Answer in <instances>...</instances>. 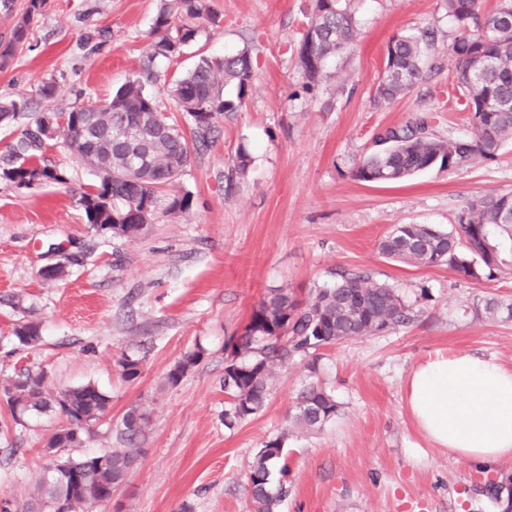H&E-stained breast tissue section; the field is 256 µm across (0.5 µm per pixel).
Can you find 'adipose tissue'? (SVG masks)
<instances>
[{
	"label": "adipose tissue",
	"instance_id": "ef3b65f1",
	"mask_svg": "<svg viewBox=\"0 0 512 512\" xmlns=\"http://www.w3.org/2000/svg\"><path fill=\"white\" fill-rule=\"evenodd\" d=\"M404 396L418 432L449 456L483 466L512 459V369L472 352L417 365Z\"/></svg>",
	"mask_w": 512,
	"mask_h": 512
}]
</instances>
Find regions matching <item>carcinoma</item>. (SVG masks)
<instances>
[{
	"instance_id": "1",
	"label": "carcinoma",
	"mask_w": 512,
	"mask_h": 512,
	"mask_svg": "<svg viewBox=\"0 0 512 512\" xmlns=\"http://www.w3.org/2000/svg\"><path fill=\"white\" fill-rule=\"evenodd\" d=\"M41 5L42 0H29L12 42L18 44L26 38L30 20ZM444 5L459 29L448 48V62L453 82L462 92L471 134L445 139L434 132L431 117L415 113L404 123L385 129L396 148L392 157L369 152L359 159L354 176L362 181L384 184L385 173L400 182L435 167L462 169L478 156L495 157L512 140V0H499L492 11L483 10L481 0H444ZM217 23L219 17L206 0H160L151 28L157 40L143 77L122 85L98 107H72L67 111V124L52 135L44 134L46 111L35 113L17 144L0 156V181L15 188L27 187L35 178L50 184L67 183L66 167L35 160L46 141L59 138L81 162L88 151L98 153L95 171L99 183L79 199L88 223L110 224L109 234L127 238L136 225L150 223L159 211L173 215L189 210L190 192L167 193L190 161L189 142L177 121L160 110L145 83L155 79V58L181 55L205 25ZM356 38L357 25L348 0H314L308 26L294 48L306 88L315 87L326 61L350 50ZM433 47L434 33L428 28L392 38L374 105H389L411 92L422 78L424 57ZM252 77L253 59L245 48L222 59L202 56L175 82L172 99L191 125L196 144L208 143L219 121L239 111ZM228 85L237 88L236 97L224 94ZM25 109L15 100L1 98L0 121L10 123ZM131 129L139 131L151 151V166L140 165L137 155L128 149ZM511 209V196L489 195L468 203L448 231L429 224H397L379 242V252L394 262L445 265L465 279H478L485 271L491 277L496 271L511 274L512 225L499 223V217ZM412 321L413 309L399 291L375 281L368 272L338 271L331 285L312 288L303 298L286 288L270 289L253 308L243 333L227 342L237 360L224 366V392L228 395L224 427L230 429L264 407L275 367ZM11 340L26 347L37 345L41 341L38 325L17 323ZM202 357L200 348L187 351L167 373L166 384L178 385ZM118 366L121 377L131 383L142 373L143 358L124 354ZM0 391L16 424L23 423L32 411L51 410L62 419L44 444L36 498L11 505L12 512H61L58 504L62 500L67 502L68 512H84L88 502L105 499L121 486L127 465L143 453L140 442L149 428L150 413L134 405L112 426L120 447L91 455L71 454L108 408L109 397L93 383L51 392L45 372L27 371L7 381ZM337 412L333 397L312 384L299 395L290 424L314 429ZM276 467L282 479L275 483L272 474ZM287 474L283 437L266 441L248 474L252 512H277L288 494V483L283 480Z\"/></svg>"
}]
</instances>
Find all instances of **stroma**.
<instances>
[{
    "instance_id": "stroma-1",
    "label": "stroma",
    "mask_w": 512,
    "mask_h": 512,
    "mask_svg": "<svg viewBox=\"0 0 512 512\" xmlns=\"http://www.w3.org/2000/svg\"><path fill=\"white\" fill-rule=\"evenodd\" d=\"M220 17L174 61L156 59L148 89L175 114L173 81L202 56L250 48L254 75L242 109L220 122L209 146L193 149L176 191L192 206L158 215L131 239L96 232L78 204L95 171L62 146L46 161L67 165L66 185L19 190L0 182V385L20 371L45 370L52 389L94 383L111 398L81 454L116 447L112 423L133 405L151 413L143 454L116 492L122 512H251L250 466L266 441L284 436L289 493L279 512H507L488 482L507 484L512 461L483 470L448 457L417 434L403 400L410 371L436 354L476 352L512 369V276L465 279L446 266L384 258L378 243L395 225L450 228L472 200L512 193V143L468 167L431 169L402 182L353 176L377 134L425 112L444 138L469 133L448 68L457 25L442 0H354L353 52L332 58L314 93L293 53L311 0H211ZM158 0H44L25 43L13 30L28 0L0 6V96L42 106L39 89L56 85L57 111L93 108L138 75L152 51ZM432 28L435 54L405 97L375 107L373 96L393 36ZM252 162L234 167L238 147ZM66 275L48 281L44 266ZM338 269L366 271L397 288L417 311L413 323L277 367L264 407L225 428L221 415L230 337L271 288L298 294L331 283ZM495 309H487V302ZM38 323L37 346L9 337L19 319ZM203 358L182 382L168 371L186 351ZM144 354L141 377L122 379V353ZM325 387L338 405L321 428L288 417L307 385ZM60 423L33 413L15 424L0 397V496L20 503L34 493L44 439Z\"/></svg>"
}]
</instances>
